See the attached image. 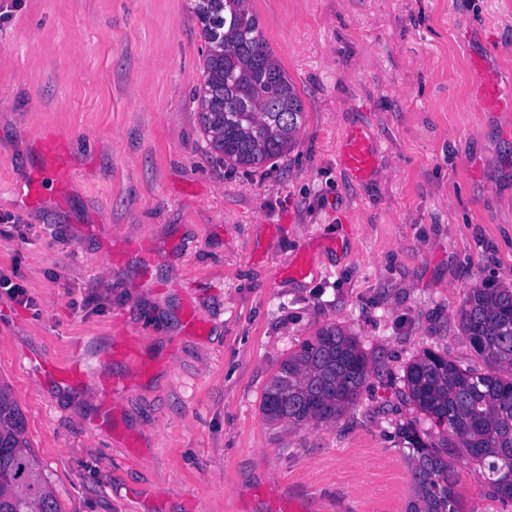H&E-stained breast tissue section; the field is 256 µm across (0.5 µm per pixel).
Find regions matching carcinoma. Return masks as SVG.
Instances as JSON below:
<instances>
[{
    "instance_id": "cac0c4a2",
    "label": "carcinoma",
    "mask_w": 512,
    "mask_h": 512,
    "mask_svg": "<svg viewBox=\"0 0 512 512\" xmlns=\"http://www.w3.org/2000/svg\"><path fill=\"white\" fill-rule=\"evenodd\" d=\"M206 49L195 89L212 151L236 168L263 166L296 144L303 109L274 58L247 0H195ZM459 324L487 371L463 369L426 351L403 380L413 405L441 428L433 441L405 431L413 497L407 512H465L448 455H469L484 469L493 498L512 500V287L472 288ZM368 376L359 342L342 329H321L290 353L266 387L268 420L299 426L336 421L357 401ZM0 512H63L26 438V422L0 383Z\"/></svg>"
}]
</instances>
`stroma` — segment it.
<instances>
[{
	"instance_id": "stroma-1",
	"label": "stroma",
	"mask_w": 512,
	"mask_h": 512,
	"mask_svg": "<svg viewBox=\"0 0 512 512\" xmlns=\"http://www.w3.org/2000/svg\"><path fill=\"white\" fill-rule=\"evenodd\" d=\"M191 6L0 0V381L64 512H406L403 433L431 422L405 366L484 370L458 311L512 286V109L477 102L484 75L512 95V0H249L303 122L248 171L201 132ZM47 136L67 192L26 206ZM330 325L367 358L356 406L268 421L272 376ZM72 360L82 381L46 370ZM453 463L466 512H512ZM340 159L356 178H363L371 172L375 151L369 135L363 129H351L346 133L341 145Z\"/></svg>"
}]
</instances>
